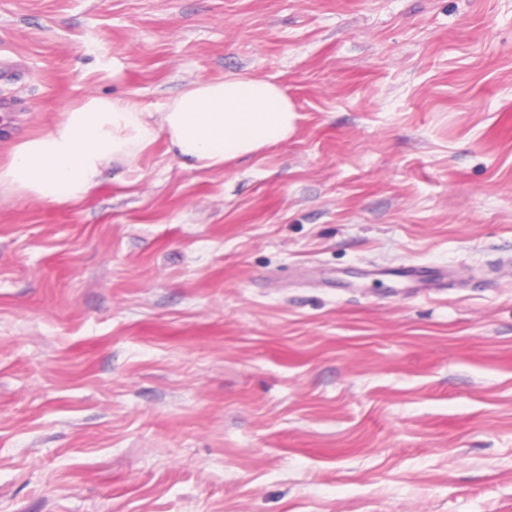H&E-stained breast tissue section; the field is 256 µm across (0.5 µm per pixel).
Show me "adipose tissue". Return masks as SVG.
<instances>
[{"label": "adipose tissue", "instance_id": "ef3b65f1", "mask_svg": "<svg viewBox=\"0 0 512 512\" xmlns=\"http://www.w3.org/2000/svg\"><path fill=\"white\" fill-rule=\"evenodd\" d=\"M295 119V105L281 85L246 73L189 85L159 112L89 97L62 112L47 132L14 146L0 165V195L82 201L112 161L135 165L161 135L184 167L221 170L286 141Z\"/></svg>", "mask_w": 512, "mask_h": 512}]
</instances>
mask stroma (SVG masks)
Segmentation results:
<instances>
[{
  "label": "stroma",
  "instance_id": "stroma-1",
  "mask_svg": "<svg viewBox=\"0 0 512 512\" xmlns=\"http://www.w3.org/2000/svg\"><path fill=\"white\" fill-rule=\"evenodd\" d=\"M0 62V161L90 95L298 111L0 198V512H512V0H0ZM408 272L412 280L413 288H421L424 290L440 288L441 286L448 288V280L451 278L448 269L426 270L413 266Z\"/></svg>",
  "mask_w": 512,
  "mask_h": 512
}]
</instances>
